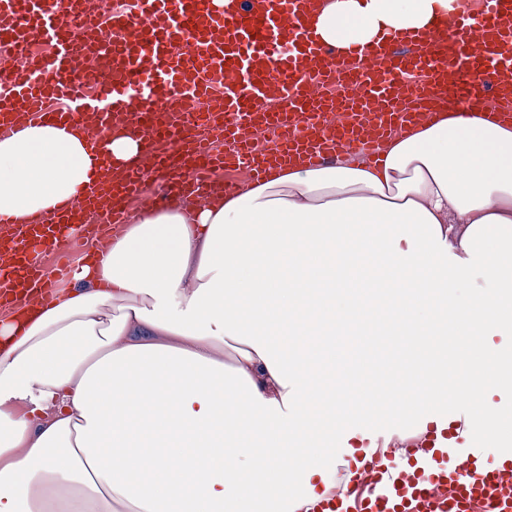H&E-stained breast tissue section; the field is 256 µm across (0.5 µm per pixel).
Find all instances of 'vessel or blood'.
I'll use <instances>...</instances> for the list:
<instances>
[{
	"instance_id": "1",
	"label": "vessel or blood",
	"mask_w": 512,
	"mask_h": 512,
	"mask_svg": "<svg viewBox=\"0 0 512 512\" xmlns=\"http://www.w3.org/2000/svg\"><path fill=\"white\" fill-rule=\"evenodd\" d=\"M326 2L136 0L132 11L91 24L87 0H71L66 12L54 0H0V40L21 52L36 38L55 47L48 60L0 75V129L82 116L96 149L104 132L119 127L142 145L139 162L89 183L37 222L0 223V302L54 303L41 253L61 251L73 234L101 240L131 210L154 206L144 189L152 174H165L167 200L203 205L215 192L241 190L214 178L217 170L258 180L273 163L294 158L312 166L348 153L373 160L385 139L425 119L463 77L490 90L498 118L512 122V0H479L444 29L390 31L378 43L334 47L310 24ZM88 54L100 73L93 98L81 76ZM414 70L421 82L406 81ZM50 95L69 100L71 111L45 110ZM262 126L277 138L260 151L254 139ZM172 137L175 151L154 149L156 139ZM216 141L225 151H214ZM343 471L345 491L326 492L312 512H512V448L490 447L455 420L427 438L423 456L373 462L360 451Z\"/></svg>"
}]
</instances>
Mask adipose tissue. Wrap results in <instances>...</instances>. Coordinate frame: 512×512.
Returning <instances> with one entry per match:
<instances>
[{
    "instance_id": "ef3b65f1",
    "label": "adipose tissue",
    "mask_w": 512,
    "mask_h": 512,
    "mask_svg": "<svg viewBox=\"0 0 512 512\" xmlns=\"http://www.w3.org/2000/svg\"><path fill=\"white\" fill-rule=\"evenodd\" d=\"M452 0H328L325 42L420 31ZM82 120L0 139V216L37 220L139 153ZM471 286L459 298L457 285ZM399 336L367 398L353 343ZM512 126L450 111L358 157L271 170L207 207L147 210L78 285L0 324V512H306L350 420L512 394ZM348 370L347 397L336 370ZM476 425L512 445V411Z\"/></svg>"
}]
</instances>
